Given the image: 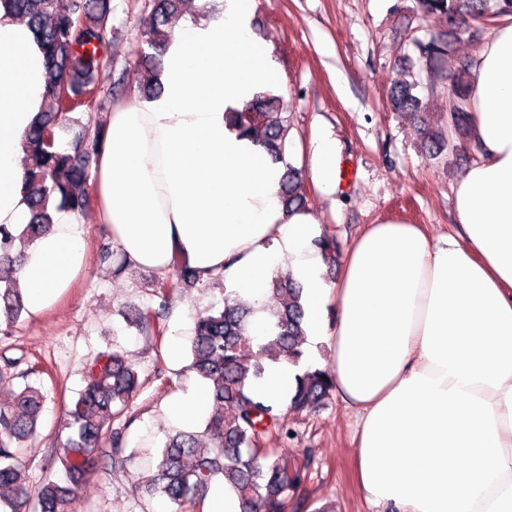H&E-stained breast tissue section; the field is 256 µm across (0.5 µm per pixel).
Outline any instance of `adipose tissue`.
<instances>
[{
	"instance_id": "ef3b65f1",
	"label": "adipose tissue",
	"mask_w": 512,
	"mask_h": 512,
	"mask_svg": "<svg viewBox=\"0 0 512 512\" xmlns=\"http://www.w3.org/2000/svg\"><path fill=\"white\" fill-rule=\"evenodd\" d=\"M164 54L158 98L109 112L94 166L101 223L136 267L167 271L182 256L220 275L254 307L248 334L270 333V282L303 288L306 333L332 356L335 391L357 414L355 478L379 512H512V21L472 64L469 138L480 159L453 185L458 233L370 224L324 276V230L284 207L282 164L224 120L275 86L269 46L254 39L253 0H196ZM45 54L0 0V224L27 221L24 135L42 111ZM326 197L341 184L336 141L292 140ZM85 232L56 214L18 271L31 315L46 311L85 265ZM298 370L269 364L250 392L282 407Z\"/></svg>"
}]
</instances>
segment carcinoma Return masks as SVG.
Here are the masks:
<instances>
[{
    "label": "carcinoma",
    "instance_id": "carcinoma-1",
    "mask_svg": "<svg viewBox=\"0 0 512 512\" xmlns=\"http://www.w3.org/2000/svg\"><path fill=\"white\" fill-rule=\"evenodd\" d=\"M17 15L26 19L41 43L51 82L45 110L25 134L26 172L23 193L30 220L16 234L0 224V259L22 263L26 250L52 227L49 211L81 213L92 205L89 191L91 161L101 144L102 129H83L66 144L49 141L69 115L91 109L100 93L112 92L98 81L112 69L106 34L111 22L109 0H8ZM184 0H150V26L144 32L149 50L141 65L148 73L142 86L144 96L161 93L160 66L170 37L169 22ZM499 16L512 15V0H419L429 14L447 17L448 25L466 27L485 16L488 4ZM429 64L441 63L447 45L436 40L419 44ZM416 76L394 86L389 94L393 111L412 114L422 108L414 93ZM467 88L452 78L448 94L456 103L448 113V125L459 129L468 124L465 106ZM281 96L270 90L254 95L243 108L229 112L226 120L240 135L264 147L272 159L285 163L286 174L281 194L286 208H303L298 171L285 162L288 149V117ZM172 266L181 282L193 288L201 284L197 273L181 257ZM272 292L282 297L280 306L271 308L275 318L274 335L257 344L248 335L252 308L224 297L221 309L209 310L196 319L190 347V369L211 389L218 406L203 430L178 429L166 436L151 474L142 476L151 492L160 495L182 512L186 504L194 512H205L212 485L220 480L232 486L243 505V512H301L306 501L300 497L307 477L288 459L270 447L292 435L280 408L267 404L246 390V384L263 376L266 361L285 360L301 368L290 408L296 413L322 406L334 392L330 373L306 365L303 349L305 309L301 288L288 276L272 280ZM153 296L158 305L138 310L137 327L163 338V313L169 306L170 285L165 279L155 282ZM24 311L23 295L13 277L0 279V327L10 328ZM85 387L64 407L63 428L70 430L56 449L68 486L48 479L32 489L26 481V455L33 448L43 391L26 386L13 393L11 401L0 405V512H28L35 501V512H68V506L97 472V461L108 459L112 468L125 467V435L112 428L118 418L131 425L132 402L142 387L135 364L118 350L101 351L84 370Z\"/></svg>",
    "mask_w": 512,
    "mask_h": 512
}]
</instances>
